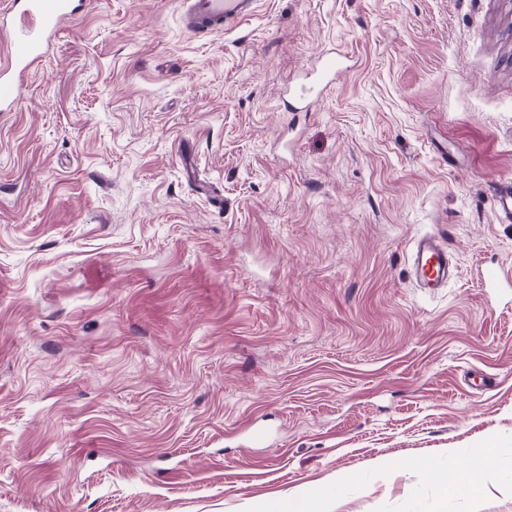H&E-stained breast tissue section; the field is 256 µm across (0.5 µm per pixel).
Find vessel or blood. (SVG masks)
Listing matches in <instances>:
<instances>
[{
    "mask_svg": "<svg viewBox=\"0 0 512 512\" xmlns=\"http://www.w3.org/2000/svg\"><path fill=\"white\" fill-rule=\"evenodd\" d=\"M185 29L194 34L226 32L252 17L258 0H182ZM76 13L74 0H9L0 11V45L7 54L0 61V112L16 109L26 93L24 77L36 67L62 25ZM342 68L336 52L322 53L313 71V87L327 88ZM418 287L435 293L447 286L456 264L440 238H418L412 252Z\"/></svg>",
    "mask_w": 512,
    "mask_h": 512,
    "instance_id": "b4317fda",
    "label": "vessel or blood"
}]
</instances>
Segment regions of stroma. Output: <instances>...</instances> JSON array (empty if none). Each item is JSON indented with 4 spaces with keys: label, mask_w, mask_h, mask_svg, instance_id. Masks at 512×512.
Masks as SVG:
<instances>
[{
    "label": "stroma",
    "mask_w": 512,
    "mask_h": 512,
    "mask_svg": "<svg viewBox=\"0 0 512 512\" xmlns=\"http://www.w3.org/2000/svg\"><path fill=\"white\" fill-rule=\"evenodd\" d=\"M330 49L345 71L289 111ZM25 82L0 112V512L329 486L337 512H512L419 467L492 448L512 481V297L477 279L512 269V0H259L208 36L178 0H87ZM428 233L458 264L434 297ZM412 270L418 287L435 293L448 286L455 275L456 264L440 238L429 235L418 238L414 243Z\"/></svg>",
    "instance_id": "1"
}]
</instances>
